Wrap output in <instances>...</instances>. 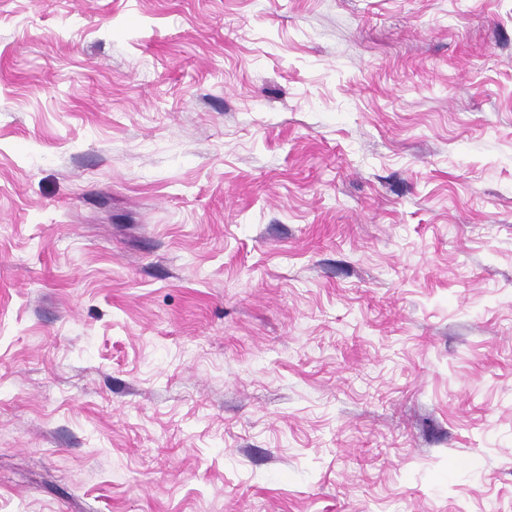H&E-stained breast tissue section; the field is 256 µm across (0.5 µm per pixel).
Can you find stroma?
Segmentation results:
<instances>
[{
	"label": "stroma",
	"mask_w": 512,
	"mask_h": 512,
	"mask_svg": "<svg viewBox=\"0 0 512 512\" xmlns=\"http://www.w3.org/2000/svg\"><path fill=\"white\" fill-rule=\"evenodd\" d=\"M0 512H512V0H0Z\"/></svg>",
	"instance_id": "obj_1"
}]
</instances>
